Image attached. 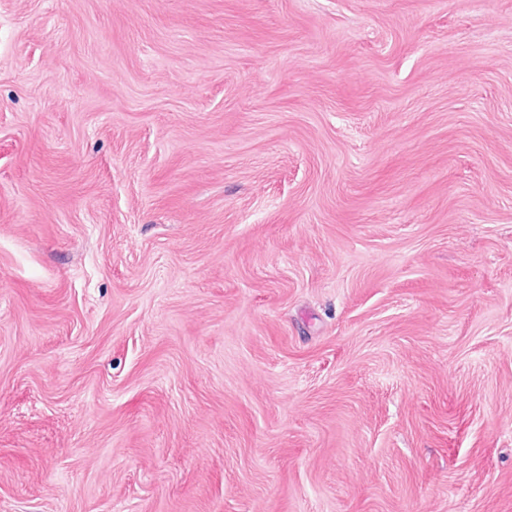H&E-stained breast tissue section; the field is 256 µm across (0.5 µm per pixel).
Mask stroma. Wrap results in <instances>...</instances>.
I'll return each mask as SVG.
<instances>
[{"label":"stroma","instance_id":"obj_1","mask_svg":"<svg viewBox=\"0 0 512 512\" xmlns=\"http://www.w3.org/2000/svg\"><path fill=\"white\" fill-rule=\"evenodd\" d=\"M0 512H512V0H0Z\"/></svg>","mask_w":512,"mask_h":512}]
</instances>
